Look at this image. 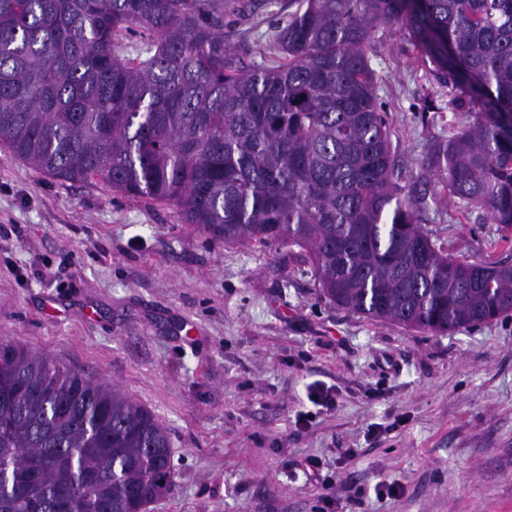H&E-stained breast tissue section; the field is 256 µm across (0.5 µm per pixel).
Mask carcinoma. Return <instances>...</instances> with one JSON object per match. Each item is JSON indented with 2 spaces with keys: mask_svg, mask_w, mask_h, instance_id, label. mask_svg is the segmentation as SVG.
<instances>
[{
  "mask_svg": "<svg viewBox=\"0 0 512 512\" xmlns=\"http://www.w3.org/2000/svg\"><path fill=\"white\" fill-rule=\"evenodd\" d=\"M250 0H0V145L63 182L175 208L228 245L294 247L330 302L434 335L512 312V267L431 240L435 179L512 247V0H288L278 60L224 14ZM420 50L473 120L408 169L370 65ZM138 34L133 48L127 35ZM164 426L115 386L0 336V512H148L172 488Z\"/></svg>",
  "mask_w": 512,
  "mask_h": 512,
  "instance_id": "obj_1",
  "label": "carcinoma"
}]
</instances>
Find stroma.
I'll return each instance as SVG.
<instances>
[{
  "mask_svg": "<svg viewBox=\"0 0 512 512\" xmlns=\"http://www.w3.org/2000/svg\"><path fill=\"white\" fill-rule=\"evenodd\" d=\"M286 4L253 0L224 32L265 47ZM418 55L390 28L371 60L409 166L470 120ZM424 191L438 200L424 228L449 256L512 263L485 213ZM0 336L164 425L174 487L150 512H322L328 495L335 512H512V313L443 336L352 314L287 249L224 244L173 208L52 179L2 148ZM315 381L333 408L308 401ZM310 456L331 490L307 477ZM382 483L399 495L377 498Z\"/></svg>",
  "mask_w": 512,
  "mask_h": 512,
  "instance_id": "obj_1",
  "label": "stroma"
}]
</instances>
